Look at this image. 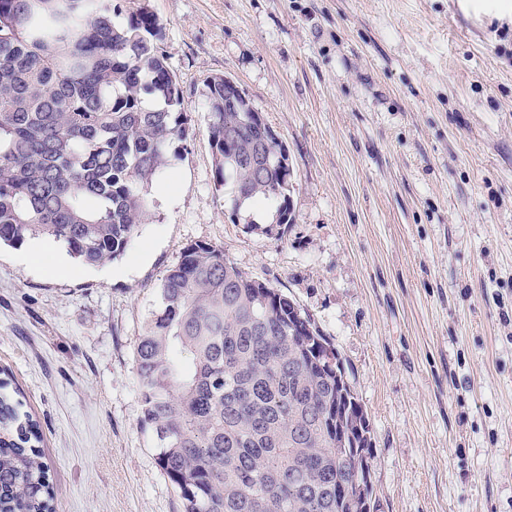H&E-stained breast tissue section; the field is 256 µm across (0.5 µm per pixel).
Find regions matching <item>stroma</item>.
I'll return each mask as SVG.
<instances>
[{
  "label": "stroma",
  "mask_w": 512,
  "mask_h": 512,
  "mask_svg": "<svg viewBox=\"0 0 512 512\" xmlns=\"http://www.w3.org/2000/svg\"><path fill=\"white\" fill-rule=\"evenodd\" d=\"M160 21L185 137L115 276L0 248V369L38 419L57 512H181L141 427L136 346L185 246L221 248L339 352L372 512H512V17L462 0H119ZM281 137L292 221L214 184L203 81Z\"/></svg>",
  "instance_id": "1"
}]
</instances>
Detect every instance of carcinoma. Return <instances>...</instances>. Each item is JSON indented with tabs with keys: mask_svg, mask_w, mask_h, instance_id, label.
<instances>
[{
	"mask_svg": "<svg viewBox=\"0 0 512 512\" xmlns=\"http://www.w3.org/2000/svg\"><path fill=\"white\" fill-rule=\"evenodd\" d=\"M112 0H0V246L46 237L102 266L154 207L150 188L183 139V91L146 9L118 26ZM204 81L217 187L235 215L269 205L289 224L291 171L224 159L258 152L265 122ZM136 348L140 424L182 512H352L367 415L335 347L279 290L195 242L160 284ZM0 383V512H54L39 425Z\"/></svg>",
	"mask_w": 512,
	"mask_h": 512,
	"instance_id": "1",
	"label": "carcinoma"
}]
</instances>
